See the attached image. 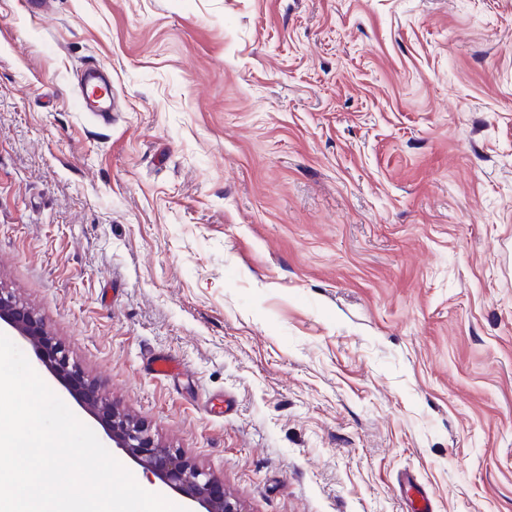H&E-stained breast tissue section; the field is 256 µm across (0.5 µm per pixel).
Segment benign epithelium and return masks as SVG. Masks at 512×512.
Instances as JSON below:
<instances>
[{
    "mask_svg": "<svg viewBox=\"0 0 512 512\" xmlns=\"http://www.w3.org/2000/svg\"><path fill=\"white\" fill-rule=\"evenodd\" d=\"M0 321L27 339L57 378L73 385L82 406L106 423L115 447L146 472L197 503L204 512H243L240 503L221 490L213 474L182 453L155 443L142 423L120 413L101 397L95 382L85 380L77 371L69 369L65 348L52 342L36 315L11 291L1 287Z\"/></svg>",
    "mask_w": 512,
    "mask_h": 512,
    "instance_id": "7a95c632",
    "label": "benign epithelium"
}]
</instances>
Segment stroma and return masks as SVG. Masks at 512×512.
<instances>
[{
    "label": "stroma",
    "mask_w": 512,
    "mask_h": 512,
    "mask_svg": "<svg viewBox=\"0 0 512 512\" xmlns=\"http://www.w3.org/2000/svg\"><path fill=\"white\" fill-rule=\"evenodd\" d=\"M0 285L244 512H512V0H0ZM80 103L85 112L106 114L112 104V83L101 77L97 63H89L79 80Z\"/></svg>",
    "instance_id": "stroma-1"
}]
</instances>
